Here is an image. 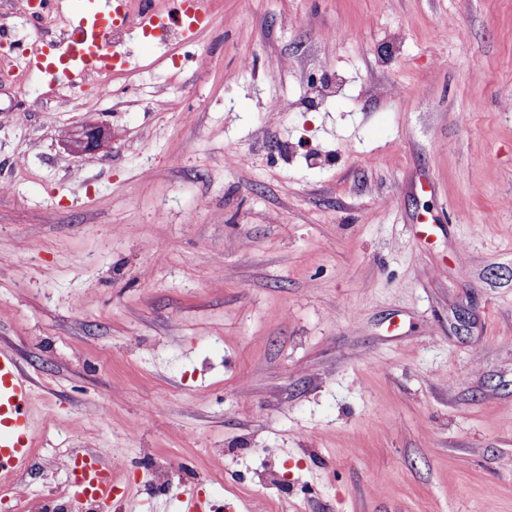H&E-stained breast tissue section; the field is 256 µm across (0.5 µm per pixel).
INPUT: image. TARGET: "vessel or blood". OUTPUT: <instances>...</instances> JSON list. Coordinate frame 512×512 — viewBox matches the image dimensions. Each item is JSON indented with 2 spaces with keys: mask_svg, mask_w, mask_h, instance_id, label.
<instances>
[{
  "mask_svg": "<svg viewBox=\"0 0 512 512\" xmlns=\"http://www.w3.org/2000/svg\"><path fill=\"white\" fill-rule=\"evenodd\" d=\"M172 12L162 16L144 9L138 16L126 12L124 0H110L109 9L97 12L93 20L75 23V34L57 59H49L42 51L25 55V64L37 71L48 84L77 81L95 72L102 63L115 57L108 34L113 26H142L163 31L170 26L181 27L185 38L212 22L203 0H171ZM33 380L21 368L16 358L0 348V469L14 471L23 468L34 446V423L30 413ZM71 477L70 489L82 500L109 503L115 491L111 470L89 450L73 452L67 461Z\"/></svg>",
  "mask_w": 512,
  "mask_h": 512,
  "instance_id": "1",
  "label": "vessel or blood"
}]
</instances>
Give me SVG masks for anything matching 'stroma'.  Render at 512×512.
<instances>
[{
    "label": "stroma",
    "instance_id": "obj_1",
    "mask_svg": "<svg viewBox=\"0 0 512 512\" xmlns=\"http://www.w3.org/2000/svg\"><path fill=\"white\" fill-rule=\"evenodd\" d=\"M208 3L105 101L0 62L21 512L83 448L112 512H512V0ZM107 136L108 131L104 126H87L74 143L82 153L86 154L95 151Z\"/></svg>",
    "mask_w": 512,
    "mask_h": 512
}]
</instances>
